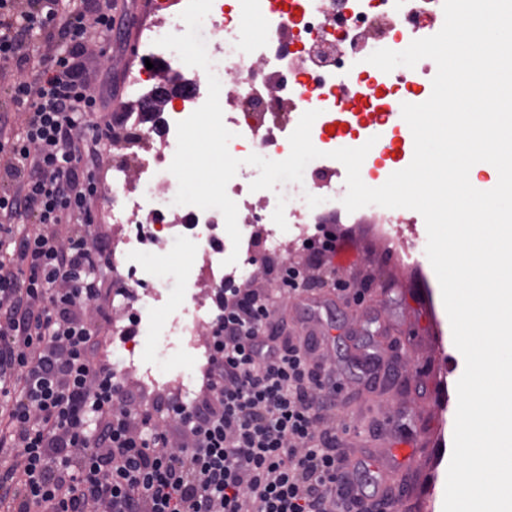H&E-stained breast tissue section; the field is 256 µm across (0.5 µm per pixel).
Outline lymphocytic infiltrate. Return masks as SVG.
<instances>
[{
    "mask_svg": "<svg viewBox=\"0 0 512 512\" xmlns=\"http://www.w3.org/2000/svg\"><path fill=\"white\" fill-rule=\"evenodd\" d=\"M114 0H0V512H387L345 469L336 375L279 340L268 293L224 288L196 402L141 394L97 351L109 248L92 235L104 135L90 69ZM22 109L15 122L12 108Z\"/></svg>",
    "mask_w": 512,
    "mask_h": 512,
    "instance_id": "f902f5d3",
    "label": "lymphocytic infiltrate"
}]
</instances>
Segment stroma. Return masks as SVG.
<instances>
[{
  "mask_svg": "<svg viewBox=\"0 0 512 512\" xmlns=\"http://www.w3.org/2000/svg\"><path fill=\"white\" fill-rule=\"evenodd\" d=\"M117 23L108 41L93 48L97 75H111L103 122L130 110L123 72L140 65L133 47L140 27L152 17L151 0H118ZM338 245L350 253L348 265L325 257L309 291L278 302L276 324L282 336H313L312 364L336 372L343 384L331 421L339 431L338 454L355 460L385 458L393 448L411 458L398 471L399 512H443L447 470L453 448L457 409L456 384L465 361L453 343L439 282L428 258L400 262L374 227L371 216L349 223L339 214L323 218ZM348 280L363 300L337 295L330 277ZM370 340L385 362L395 366L393 386H373L357 377L359 343Z\"/></svg>",
  "mask_w": 512,
  "mask_h": 512,
  "instance_id": "1",
  "label": "stroma"
}]
</instances>
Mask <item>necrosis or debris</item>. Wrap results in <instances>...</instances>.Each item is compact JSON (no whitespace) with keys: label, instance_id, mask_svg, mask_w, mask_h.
Here are the masks:
<instances>
[{"label":"necrosis or debris","instance_id":"obj_1","mask_svg":"<svg viewBox=\"0 0 512 512\" xmlns=\"http://www.w3.org/2000/svg\"><path fill=\"white\" fill-rule=\"evenodd\" d=\"M186 4L172 0L171 10L141 30L138 50L141 58L182 75L190 89L160 114L158 128L145 126L141 113L119 114L135 150L114 160L106 190L115 230L111 271L123 286L113 303L112 331L124 338L118 360L124 367L140 369L144 384L156 388L167 386L171 377L154 369L143 352L144 342L177 336L195 358L205 357L203 330L212 309L197 297L196 288L205 278L221 288L245 284L253 275L247 258L227 264L232 243L219 210L174 202L178 181L169 166L177 146L176 125L205 102L208 74H215L224 88L223 121L233 133L228 149L242 161L226 188L242 213L237 220L241 241L250 242V225H266L264 246L279 254L288 246L285 229L306 239L313 214L341 207L342 197L325 182L318 185L312 208H290L287 184L251 191L259 171L246 164V157L255 153L274 161L286 159L290 130L304 112L314 110L318 117L311 140L322 155L311 161V168L337 172L338 162L329 153L338 147L331 129L340 124L348 147L372 145L363 182L370 187L384 184L397 170L394 140L405 135L401 106L412 91L431 85L437 65L424 58L413 70L386 73L367 58L374 49L404 50L415 35L432 36L444 24L443 0H213L202 24L212 62L207 73L156 44L167 34L185 31L180 14ZM252 109L284 115V130L242 122L241 113ZM371 211L400 258L418 261V244L400 235L402 224L416 223V216L378 205ZM174 243L181 262L178 298L173 301L148 258L167 252ZM164 307L177 316L162 325L156 315Z\"/></svg>","mask_w":512,"mask_h":512}]
</instances>
